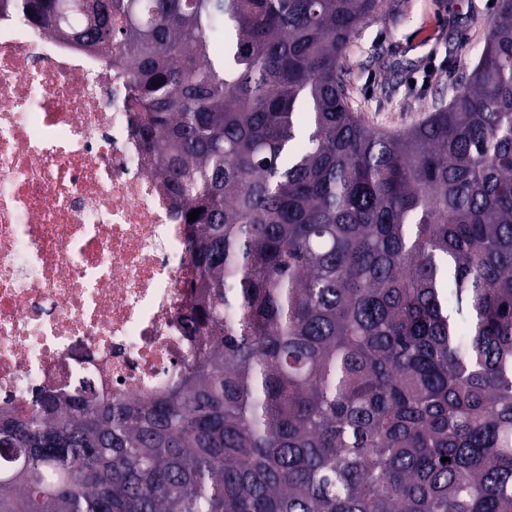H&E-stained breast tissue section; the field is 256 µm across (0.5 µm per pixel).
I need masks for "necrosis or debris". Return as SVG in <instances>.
<instances>
[{"instance_id": "obj_1", "label": "necrosis or debris", "mask_w": 512, "mask_h": 512, "mask_svg": "<svg viewBox=\"0 0 512 512\" xmlns=\"http://www.w3.org/2000/svg\"><path fill=\"white\" fill-rule=\"evenodd\" d=\"M127 97L123 65L0 23V405L87 371L142 394L189 360V227Z\"/></svg>"}]
</instances>
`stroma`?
I'll return each mask as SVG.
<instances>
[{
	"label": "stroma",
	"instance_id": "35a3bbf8",
	"mask_svg": "<svg viewBox=\"0 0 512 512\" xmlns=\"http://www.w3.org/2000/svg\"><path fill=\"white\" fill-rule=\"evenodd\" d=\"M363 23L348 52L350 102L374 129L398 131L448 102L496 13L490 0H397Z\"/></svg>",
	"mask_w": 512,
	"mask_h": 512
}]
</instances>
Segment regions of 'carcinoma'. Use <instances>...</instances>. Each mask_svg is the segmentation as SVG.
Segmentation results:
<instances>
[{"label": "carcinoma", "instance_id": "carcinoma-1", "mask_svg": "<svg viewBox=\"0 0 512 512\" xmlns=\"http://www.w3.org/2000/svg\"><path fill=\"white\" fill-rule=\"evenodd\" d=\"M393 0H0L128 58L189 223L194 362L0 405V512H512V0L396 133L346 51ZM447 461H442V458Z\"/></svg>", "mask_w": 512, "mask_h": 512}]
</instances>
